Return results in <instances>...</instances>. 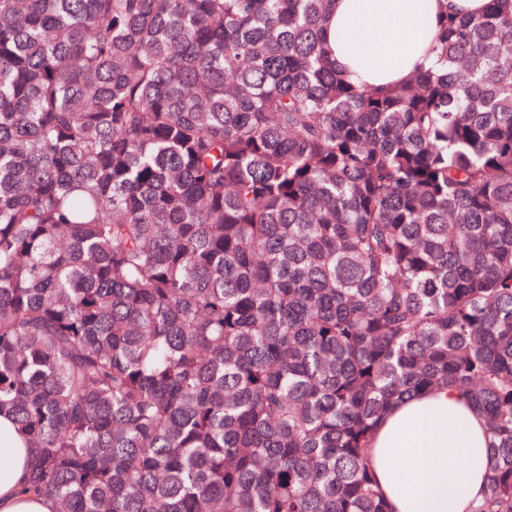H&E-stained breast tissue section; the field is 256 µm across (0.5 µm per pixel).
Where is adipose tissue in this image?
<instances>
[{
    "mask_svg": "<svg viewBox=\"0 0 512 512\" xmlns=\"http://www.w3.org/2000/svg\"><path fill=\"white\" fill-rule=\"evenodd\" d=\"M487 0H334L325 41L347 81L407 82L432 65L444 12H478ZM0 512H51L15 490L26 475L27 449L0 417ZM370 461L390 512H470L487 491L489 436L484 418L448 389L393 403L377 425Z\"/></svg>",
    "mask_w": 512,
    "mask_h": 512,
    "instance_id": "obj_1",
    "label": "adipose tissue"
}]
</instances>
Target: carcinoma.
Here are the masks:
<instances>
[{
  "mask_svg": "<svg viewBox=\"0 0 512 512\" xmlns=\"http://www.w3.org/2000/svg\"><path fill=\"white\" fill-rule=\"evenodd\" d=\"M331 0H0V415L54 512H389L396 400L512 512V0L342 79Z\"/></svg>",
  "mask_w": 512,
  "mask_h": 512,
  "instance_id": "obj_1",
  "label": "carcinoma"
}]
</instances>
